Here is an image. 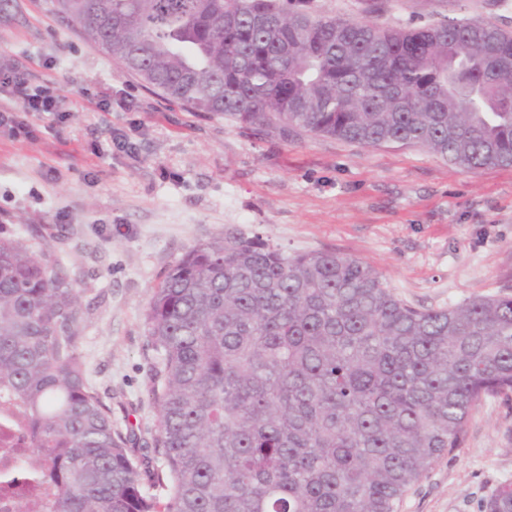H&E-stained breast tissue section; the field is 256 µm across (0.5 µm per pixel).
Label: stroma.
I'll list each match as a JSON object with an SVG mask.
<instances>
[{
  "label": "stroma",
  "mask_w": 512,
  "mask_h": 512,
  "mask_svg": "<svg viewBox=\"0 0 512 512\" xmlns=\"http://www.w3.org/2000/svg\"><path fill=\"white\" fill-rule=\"evenodd\" d=\"M312 5L383 27L449 15L512 28V0H390L378 12L369 0ZM11 61L63 88L65 117L44 115L34 142L0 126V236L26 238L83 288L78 351L115 424L135 433L143 479L161 464L145 312L193 247L231 231L291 253L336 251L424 309L512 295V168L466 171L421 148L283 138L190 111L87 41L55 0H11L0 11V63ZM102 96L111 111L97 108ZM504 483L512 400L492 399L399 512H481Z\"/></svg>",
  "instance_id": "obj_1"
}]
</instances>
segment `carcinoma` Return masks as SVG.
<instances>
[{
	"label": "carcinoma",
	"mask_w": 512,
	"mask_h": 512,
	"mask_svg": "<svg viewBox=\"0 0 512 512\" xmlns=\"http://www.w3.org/2000/svg\"><path fill=\"white\" fill-rule=\"evenodd\" d=\"M145 87L194 112L368 147L512 167V30L446 17L418 28L318 14L310 0H58ZM83 289L0 238V404L30 426L23 468L52 512H399L512 395V297L443 309L399 298L333 252L227 234L187 251L145 323L162 457L153 492L135 434L88 380ZM482 512H512V485Z\"/></svg>",
	"instance_id": "cac0c4a2"
}]
</instances>
